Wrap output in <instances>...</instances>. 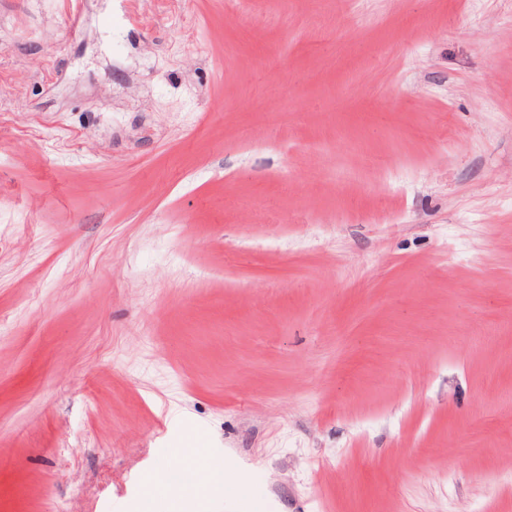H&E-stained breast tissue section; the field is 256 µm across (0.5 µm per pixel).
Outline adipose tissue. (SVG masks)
I'll return each instance as SVG.
<instances>
[{
  "mask_svg": "<svg viewBox=\"0 0 512 512\" xmlns=\"http://www.w3.org/2000/svg\"><path fill=\"white\" fill-rule=\"evenodd\" d=\"M184 470L188 475L185 484L173 485L165 470L157 469L149 473L143 484V507L145 512H150L156 502L159 491H167L171 503H179L183 496L190 495L197 499H203L215 487L220 473L212 462L205 449L197 447L195 442H187L179 448Z\"/></svg>",
  "mask_w": 512,
  "mask_h": 512,
  "instance_id": "ef3b65f1",
  "label": "adipose tissue"
}]
</instances>
